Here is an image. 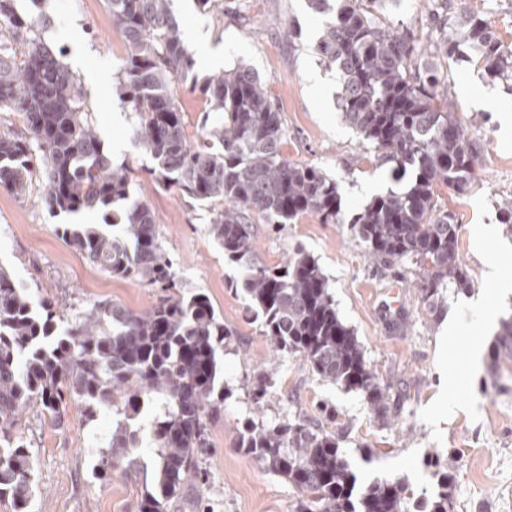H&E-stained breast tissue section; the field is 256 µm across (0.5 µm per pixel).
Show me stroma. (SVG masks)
Wrapping results in <instances>:
<instances>
[{
    "label": "stroma",
    "mask_w": 512,
    "mask_h": 512,
    "mask_svg": "<svg viewBox=\"0 0 512 512\" xmlns=\"http://www.w3.org/2000/svg\"><path fill=\"white\" fill-rule=\"evenodd\" d=\"M383 0L389 24L423 40L436 35L438 20L481 16L502 44L512 45V0ZM19 13L49 21L46 43L63 49L62 61L82 82L91 117L112 159L133 172L130 192L154 211L163 247L178 263L185 296L204 293L225 325L234 330L223 356L228 390L224 415L209 425V447L202 462L205 480L188 486L169 512H291L297 497L286 478L241 454L236 443L247 420L305 419L312 428L336 433L339 449L359 483L392 480L406 485L401 512H428L440 473L450 475L451 512H512V348L497 347L500 320L512 316V294L488 292L486 271L498 266L512 275V231L497 221L499 200L512 199V79H492L476 51L450 64L428 59L444 73L440 94L454 100L457 115L479 147L480 178L459 194L441 185L436 199L450 212L459 232V261L473 285L444 292L427 307L414 284L412 265L387 267L370 258L347 224H324L304 215L292 224L252 227L255 255L274 267L296 247L317 259L341 319L358 337L367 361L391 388V411L374 415L363 396L312 375L299 357L273 359L259 320L245 315L239 267L209 234V214L176 189L155 186L151 158L132 138L136 116L120 106L117 72L125 41L104 0H15ZM186 47L197 31L223 47L225 66L254 69L281 112L286 130L283 153L288 160L323 167L340 185L343 207L353 212L391 186L388 168L374 147L342 120L335 68L326 66L315 46L323 16L307 0H216L211 9L197 0H173ZM289 28L299 39L286 38ZM86 47L84 66L69 55L73 34ZM98 74L86 81L84 67ZM45 173H38L26 194L0 188V264L18 283L53 298L65 318L74 319L94 303L117 302L132 310L147 308L157 291L145 282L116 278L92 266L57 230L59 220L44 203ZM493 227L496 245L477 251L475 231ZM407 318L406 334L393 332L394 319ZM455 318L456 339L445 324ZM481 359L467 372L470 346ZM279 376L262 405H254L252 381L269 360ZM462 381L449 387V372ZM111 414L86 416L69 409L63 425L31 409L14 433L29 444L38 490L29 512H133L145 484L151 483L156 457L141 452L131 472L99 478V450L112 434Z\"/></svg>",
    "instance_id": "1"
}]
</instances>
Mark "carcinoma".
<instances>
[{
  "instance_id": "obj_1",
  "label": "carcinoma",
  "mask_w": 512,
  "mask_h": 512,
  "mask_svg": "<svg viewBox=\"0 0 512 512\" xmlns=\"http://www.w3.org/2000/svg\"><path fill=\"white\" fill-rule=\"evenodd\" d=\"M15 0H0V30L12 32L23 52L0 42V113H18L28 135H0V188L25 193L46 169L45 202L55 216L94 212L100 224H61L62 237L94 266L118 278L145 280L159 290L146 309L95 303L64 321L52 300L19 286L0 266V499L27 512L34 461L13 437L24 411L38 405L64 423L71 406L116 418L98 475L122 471L124 450L147 442L159 476L136 512H168L182 486L200 477L208 424L224 414L220 354L235 335L203 294L179 290L174 260L159 240L150 206L129 191L130 171L107 153L80 84L42 39L45 22L21 16ZM126 41L119 100L137 115L132 136L153 160L155 182L177 188L210 211L209 234L224 259L243 271L245 310L261 320L272 351L300 357L321 379L365 394L370 409L386 411L389 389L379 383L353 330L339 317L328 280L304 249L277 267L256 261L251 225L291 224L314 214L324 224L342 220L336 179L314 164L285 158V130L261 80L236 65L203 79L193 74L170 0H107ZM376 0H308L326 17L316 51L336 68L345 123L380 152L400 185L378 195L351 218L368 255L385 264L410 261L423 298L434 305L448 288H468L458 263V225L439 212L435 187L468 191L478 179L476 150L455 104L437 95L439 80L411 65L430 53L452 61L462 46L476 49L491 77L512 73V52L486 21L470 17L421 45L394 32L371 5ZM220 114L190 137L177 89L186 82ZM275 364L253 387L260 403L274 384ZM145 439L134 423L152 399ZM239 451L288 479L298 493L293 512H401L400 484L357 486L336 434L300 421L251 422ZM431 512H448L442 476Z\"/></svg>"
}]
</instances>
